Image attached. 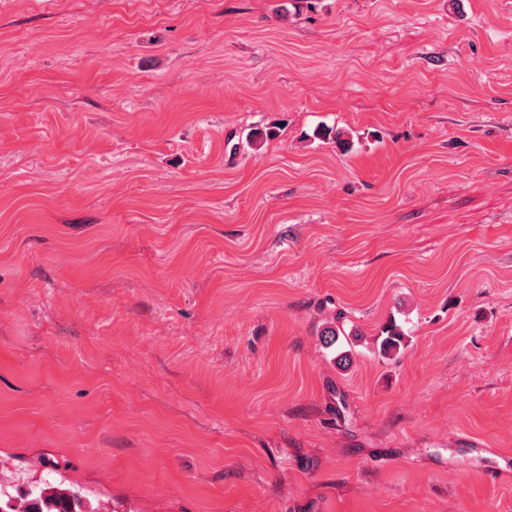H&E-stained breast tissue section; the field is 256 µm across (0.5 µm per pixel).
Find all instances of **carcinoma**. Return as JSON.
Instances as JSON below:
<instances>
[{"label":"carcinoma","instance_id":"cac0c4a2","mask_svg":"<svg viewBox=\"0 0 512 512\" xmlns=\"http://www.w3.org/2000/svg\"><path fill=\"white\" fill-rule=\"evenodd\" d=\"M404 334L392 324L385 328L380 342V353L394 356L403 347ZM0 512H96L87 503L79 486H54L50 483L32 487H16L13 490L0 488Z\"/></svg>","mask_w":512,"mask_h":512}]
</instances>
